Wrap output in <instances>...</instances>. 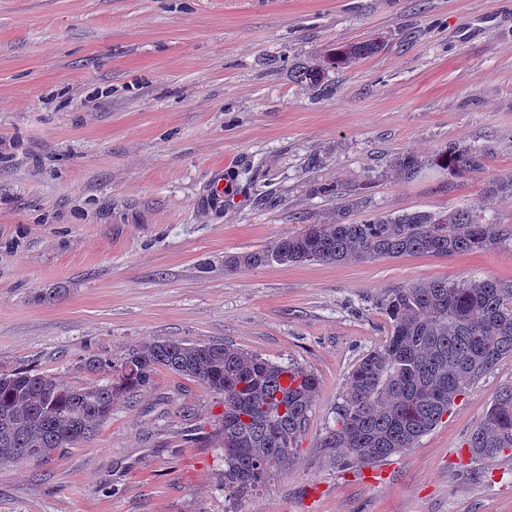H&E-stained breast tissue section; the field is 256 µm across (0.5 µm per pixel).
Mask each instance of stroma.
I'll use <instances>...</instances> for the list:
<instances>
[{
    "instance_id": "35a3bbf8",
    "label": "stroma",
    "mask_w": 512,
    "mask_h": 512,
    "mask_svg": "<svg viewBox=\"0 0 512 512\" xmlns=\"http://www.w3.org/2000/svg\"><path fill=\"white\" fill-rule=\"evenodd\" d=\"M382 50L330 72L295 64L329 46ZM488 151L477 174L394 159L447 143ZM512 0H0V370L71 386L94 357L224 341L320 382L297 457L225 502L222 400L159 371L85 443L0 464V512H512V457L469 456L503 360L373 482L320 440L347 376L382 344L387 295L416 281H512V241L486 252L258 266L261 249L335 214L315 185L361 192L377 214L484 207L512 225ZM224 193L215 196V183Z\"/></svg>"
}]
</instances>
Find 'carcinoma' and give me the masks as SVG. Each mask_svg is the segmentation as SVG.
<instances>
[{
    "label": "carcinoma",
    "mask_w": 512,
    "mask_h": 512,
    "mask_svg": "<svg viewBox=\"0 0 512 512\" xmlns=\"http://www.w3.org/2000/svg\"><path fill=\"white\" fill-rule=\"evenodd\" d=\"M376 40L339 44L321 62L300 66L295 80L333 92L331 70L378 53ZM487 152L456 142L425 160L395 158V175L416 179L426 166L451 175L485 167ZM320 224L285 233L254 252L224 257V273L271 264H344L405 255L448 256L487 251L512 241V225L495 224L474 208L416 210L345 220V210ZM383 309L390 335L353 366L337 408L336 427L321 439L345 466H375L413 448L455 400L505 359L512 358V282L428 280L393 290ZM86 369L105 379L69 386L19 367L0 371V463L44 461L93 438L114 405L150 386L161 369L196 380L224 399V498L238 500L264 488L292 463L319 389L314 373L278 364L222 342L161 340L130 350L119 365L89 358ZM471 457L512 455V384L502 388L467 442Z\"/></svg>",
    "instance_id": "carcinoma-1"
}]
</instances>
